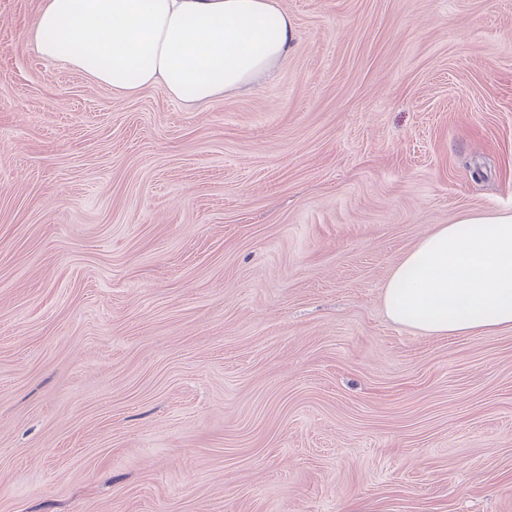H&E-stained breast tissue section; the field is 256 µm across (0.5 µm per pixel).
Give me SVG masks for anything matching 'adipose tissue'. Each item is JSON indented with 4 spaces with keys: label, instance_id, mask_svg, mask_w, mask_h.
<instances>
[{
    "label": "adipose tissue",
    "instance_id": "obj_1",
    "mask_svg": "<svg viewBox=\"0 0 512 512\" xmlns=\"http://www.w3.org/2000/svg\"><path fill=\"white\" fill-rule=\"evenodd\" d=\"M26 40L113 93L161 86L207 103L285 60L293 23L277 0H42ZM395 323L439 336L512 329V213L439 224L384 290Z\"/></svg>",
    "mask_w": 512,
    "mask_h": 512
}]
</instances>
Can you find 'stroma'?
<instances>
[{
  "instance_id": "35a3bbf8",
  "label": "stroma",
  "mask_w": 512,
  "mask_h": 512,
  "mask_svg": "<svg viewBox=\"0 0 512 512\" xmlns=\"http://www.w3.org/2000/svg\"><path fill=\"white\" fill-rule=\"evenodd\" d=\"M0 0V512H512V330L393 323L512 212V0H278L207 105L112 93Z\"/></svg>"
}]
</instances>
